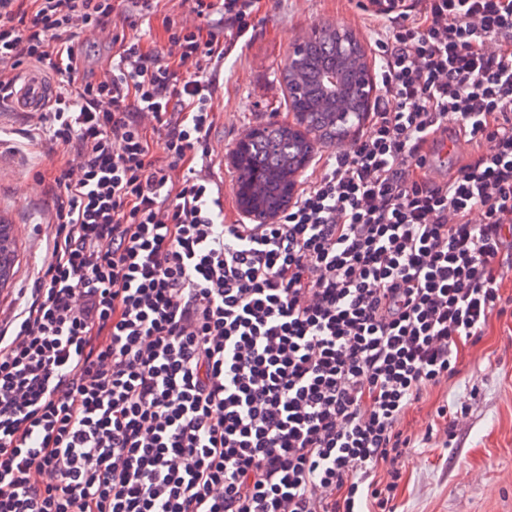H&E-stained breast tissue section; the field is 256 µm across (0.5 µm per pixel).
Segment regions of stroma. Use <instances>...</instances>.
<instances>
[{
    "mask_svg": "<svg viewBox=\"0 0 512 512\" xmlns=\"http://www.w3.org/2000/svg\"><path fill=\"white\" fill-rule=\"evenodd\" d=\"M370 0H268L261 20L224 60L217 90L213 148L232 152L244 131L268 120H292L279 71L290 47L318 25L349 28L373 52ZM35 114L0 110V210L18 222L12 283L0 288V310L11 313L54 234L51 204L40 176L59 159L26 140ZM431 403L464 404L466 419L447 442L417 449L397 490L398 512H512V315L493 319L462 374L434 391Z\"/></svg>",
    "mask_w": 512,
    "mask_h": 512,
    "instance_id": "stroma-1",
    "label": "stroma"
}]
</instances>
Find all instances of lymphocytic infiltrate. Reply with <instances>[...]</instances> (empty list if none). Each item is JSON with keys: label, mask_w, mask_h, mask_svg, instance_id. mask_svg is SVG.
<instances>
[{"label": "lymphocytic infiltrate", "mask_w": 512, "mask_h": 512, "mask_svg": "<svg viewBox=\"0 0 512 512\" xmlns=\"http://www.w3.org/2000/svg\"><path fill=\"white\" fill-rule=\"evenodd\" d=\"M418 4L371 15L365 132L244 224L210 134L261 0H0V92L53 75L30 139L63 158L0 332V512H397L415 450L466 412L407 417L512 275V0ZM83 32L110 49L92 66Z\"/></svg>", "instance_id": "1"}]
</instances>
